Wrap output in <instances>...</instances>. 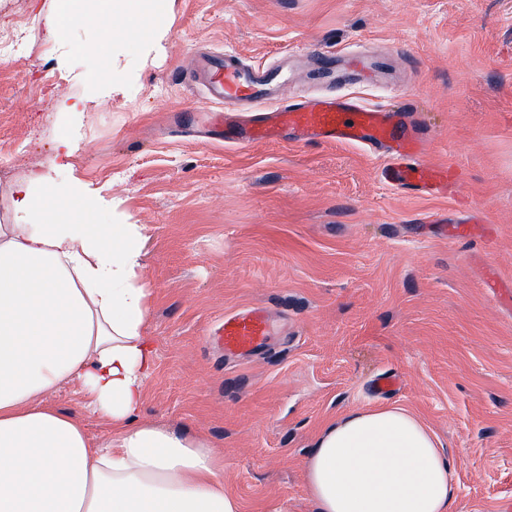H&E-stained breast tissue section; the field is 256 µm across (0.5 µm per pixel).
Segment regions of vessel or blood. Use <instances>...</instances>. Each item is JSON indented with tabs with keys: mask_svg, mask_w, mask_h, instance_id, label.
Listing matches in <instances>:
<instances>
[{
	"mask_svg": "<svg viewBox=\"0 0 512 512\" xmlns=\"http://www.w3.org/2000/svg\"><path fill=\"white\" fill-rule=\"evenodd\" d=\"M334 57L345 77L359 87L375 86L389 71L381 56L338 51ZM190 75L217 104L210 125L225 139L244 145L287 137L298 143L357 145L384 154L380 176L397 189L412 186L425 195L448 189L447 168L423 161L427 137L406 108L372 105L356 97L297 99L286 71L261 64L248 67L228 52L195 58ZM270 331V316L262 306L225 315L219 329L225 351L239 353L262 346Z\"/></svg>",
	"mask_w": 512,
	"mask_h": 512,
	"instance_id": "b4317fda",
	"label": "vessel or blood"
}]
</instances>
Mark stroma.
Segmentation results:
<instances>
[{"instance_id": "obj_1", "label": "stroma", "mask_w": 512, "mask_h": 512, "mask_svg": "<svg viewBox=\"0 0 512 512\" xmlns=\"http://www.w3.org/2000/svg\"><path fill=\"white\" fill-rule=\"evenodd\" d=\"M148 62L120 44L126 93L92 108L76 176L109 188L145 227L146 332L157 371L141 418L209 440L242 512H316L305 460L323 424L378 405L368 386L398 374L389 403L412 410L453 460L456 512L512 502V310L485 288L512 285V0H171ZM96 38H46L32 0H0V224L9 187L50 162L81 95L60 60ZM288 62L299 95L401 102L428 133L426 161L450 167L446 194L384 183L383 158L352 145L199 142L185 114L213 108L181 70L195 53ZM401 55L376 88L319 84L311 55ZM471 221L470 237L440 224ZM263 304L267 349L228 358L213 330Z\"/></svg>"}]
</instances>
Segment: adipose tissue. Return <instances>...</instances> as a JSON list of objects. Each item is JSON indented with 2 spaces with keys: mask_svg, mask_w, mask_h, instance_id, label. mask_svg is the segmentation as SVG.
Segmentation results:
<instances>
[{
  "mask_svg": "<svg viewBox=\"0 0 512 512\" xmlns=\"http://www.w3.org/2000/svg\"><path fill=\"white\" fill-rule=\"evenodd\" d=\"M167 0H55L49 38L67 40L80 13L98 19L95 49L67 60L85 91L58 100L65 122L51 141L68 169L84 117L125 92L114 44L158 48ZM95 53L98 68L79 69ZM13 223L0 225V512H242L225 492L222 456L202 438L140 419L157 367L146 322L144 227L129 223L105 187L30 171L11 187ZM112 216L109 224L100 223ZM77 385L63 412L46 395ZM107 438L93 440L86 416ZM317 512H453L452 462L423 421L400 405L350 411L326 422L305 462Z\"/></svg>",
  "mask_w": 512,
  "mask_h": 512,
  "instance_id": "1",
  "label": "adipose tissue"
}]
</instances>
